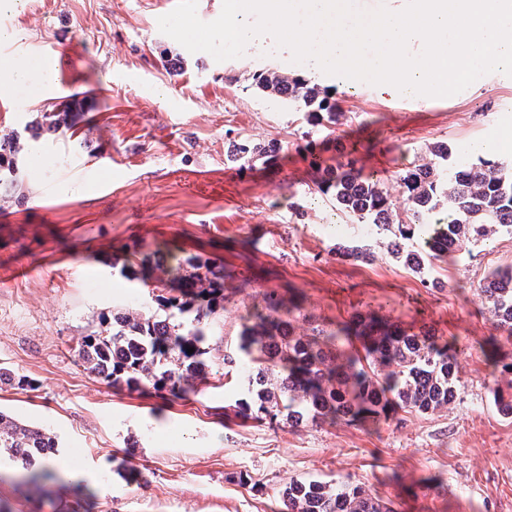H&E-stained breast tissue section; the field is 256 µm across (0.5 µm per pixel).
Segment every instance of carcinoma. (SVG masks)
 Segmentation results:
<instances>
[{"label": "carcinoma", "instance_id": "cac0c4a2", "mask_svg": "<svg viewBox=\"0 0 512 512\" xmlns=\"http://www.w3.org/2000/svg\"><path fill=\"white\" fill-rule=\"evenodd\" d=\"M262 93L296 105L310 124L338 121L340 113L327 90L290 78L275 69L253 75ZM76 106L65 105L42 114L29 128L31 137L43 129L75 127ZM357 143L342 147L347 163L329 164L321 152H311L321 173L320 188L331 193L336 206L372 224L389 255L406 269L424 273L430 258L446 257L504 230L512 233V173L499 162L481 159L464 168L448 169V145L434 143L428 152L436 161L415 164L399 176L407 207L398 211L379 180L355 171ZM227 161L246 168L257 161L273 166L277 150L261 141L229 143ZM14 167L0 169V200L20 193ZM448 214L432 223L433 214ZM336 256L360 262L373 260L368 245L336 247ZM122 273L137 272L158 288L178 291L182 302L168 299L174 314L161 319L149 310L112 315V325L82 338L77 357L90 372L112 386L166 390L174 398L194 392L208 375L209 319L224 301L226 279L232 273L196 259L185 261L173 251H136L123 259ZM483 292L496 327L512 342V269L496 271ZM265 306L243 318L237 351L224 356L227 372L247 378V397L235 403L237 413L258 422L291 424L321 419L378 422L389 412L407 409L428 413L448 407L457 396V365L434 336L409 334L394 323L357 317L336 329L296 333L295 307L285 306L273 293ZM361 342L364 356L345 354L351 339ZM194 348L188 353V348ZM56 442L46 432L0 413V451L8 452L24 469L33 452H53ZM284 512H392L380 499L359 487L310 480L289 484L283 494Z\"/></svg>", "mask_w": 512, "mask_h": 512}]
</instances>
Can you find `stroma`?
<instances>
[{"label": "stroma", "mask_w": 512, "mask_h": 512, "mask_svg": "<svg viewBox=\"0 0 512 512\" xmlns=\"http://www.w3.org/2000/svg\"><path fill=\"white\" fill-rule=\"evenodd\" d=\"M166 0H12L0 6L12 35L0 59L44 43L65 60L80 118L15 156L22 196L0 201V367L31 380L0 384V410L53 434L64 481H21L0 454L6 512H281L297 480L358 485L392 512H512V417L493 392L512 385L483 352L496 329L480 286L512 267L503 231L433 261L424 275L383 248L371 262L336 255L365 241V225L318 187L305 148L326 156L360 145L356 167L380 180L396 206L399 172L435 142L450 166L478 158L477 143L512 137V77L490 73L464 96L392 100L365 82L318 75L338 124L309 125L287 102L259 93L254 72L298 76L286 52L241 61L191 54L160 32ZM0 137L58 105L21 103L0 81ZM251 137L280 149L275 167L239 170L230 141ZM147 245L174 248L231 269L251 288L229 291L207 328L212 367L202 392L174 399L108 385L79 362L82 337L113 312L171 309L115 257ZM296 295L297 333L373 316L448 342L459 368L447 409L398 412L374 425L281 422L237 415L244 381L224 379L243 316L265 293ZM133 466L141 484L120 476Z\"/></svg>", "instance_id": "obj_1"}]
</instances>
